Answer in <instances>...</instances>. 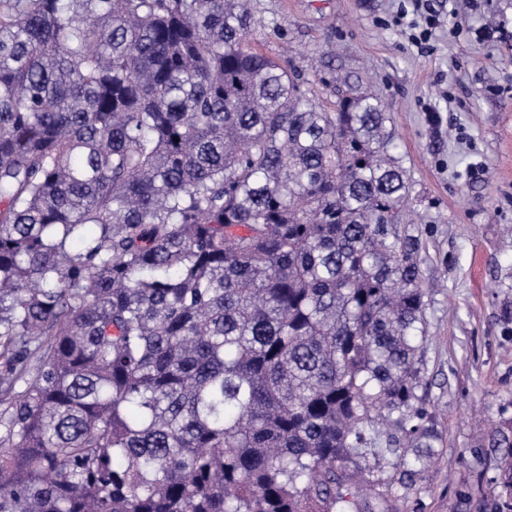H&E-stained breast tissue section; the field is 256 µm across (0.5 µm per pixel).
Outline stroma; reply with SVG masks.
Here are the masks:
<instances>
[{
    "instance_id": "stroma-1",
    "label": "stroma",
    "mask_w": 512,
    "mask_h": 512,
    "mask_svg": "<svg viewBox=\"0 0 512 512\" xmlns=\"http://www.w3.org/2000/svg\"><path fill=\"white\" fill-rule=\"evenodd\" d=\"M250 0L252 44L316 103H385L422 241V371L442 442L401 512H493L498 456L480 421L512 418V0ZM436 14L426 44L414 35ZM458 25L449 36L450 25Z\"/></svg>"
}]
</instances>
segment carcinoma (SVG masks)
<instances>
[{
    "mask_svg": "<svg viewBox=\"0 0 512 512\" xmlns=\"http://www.w3.org/2000/svg\"><path fill=\"white\" fill-rule=\"evenodd\" d=\"M254 24L0 0V512H393L433 466L386 106ZM486 448L512 512V419Z\"/></svg>",
    "mask_w": 512,
    "mask_h": 512,
    "instance_id": "1",
    "label": "carcinoma"
}]
</instances>
